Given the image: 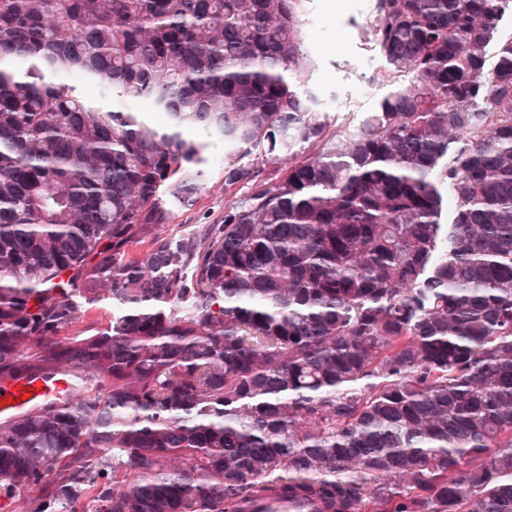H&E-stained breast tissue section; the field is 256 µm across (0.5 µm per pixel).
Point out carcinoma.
I'll return each instance as SVG.
<instances>
[{
	"mask_svg": "<svg viewBox=\"0 0 512 512\" xmlns=\"http://www.w3.org/2000/svg\"><path fill=\"white\" fill-rule=\"evenodd\" d=\"M300 2L0 0V376L83 379L0 423L20 512H512V0H377L414 81L336 131ZM203 136L250 192L162 235ZM512 39V9H506L499 18L494 41L485 48V60L488 68H492L497 60L499 43Z\"/></svg>",
	"mask_w": 512,
	"mask_h": 512,
	"instance_id": "1",
	"label": "carcinoma"
}]
</instances>
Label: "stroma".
Wrapping results in <instances>:
<instances>
[{
	"label": "stroma",
	"mask_w": 512,
	"mask_h": 512,
	"mask_svg": "<svg viewBox=\"0 0 512 512\" xmlns=\"http://www.w3.org/2000/svg\"><path fill=\"white\" fill-rule=\"evenodd\" d=\"M375 6L376 0H339L335 10L329 9L328 0H302L300 5L303 51L313 65L308 85L317 92L321 110L339 127L376 111L382 100L413 80L407 73L386 74L382 57L367 34ZM204 156L195 206L174 208L165 233H187L201 224L220 223L225 204L246 195L245 187L225 186L224 169L252 165L255 153L229 149L222 140L212 139Z\"/></svg>",
	"instance_id": "stroma-1"
}]
</instances>
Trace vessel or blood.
Instances as JSON below:
<instances>
[{
	"mask_svg": "<svg viewBox=\"0 0 512 512\" xmlns=\"http://www.w3.org/2000/svg\"><path fill=\"white\" fill-rule=\"evenodd\" d=\"M75 387V378L64 372L21 378L2 376L0 377V421L14 420L47 403H64Z\"/></svg>",
	"mask_w": 512,
	"mask_h": 512,
	"instance_id": "b4317fda",
	"label": "vessel or blood"
}]
</instances>
